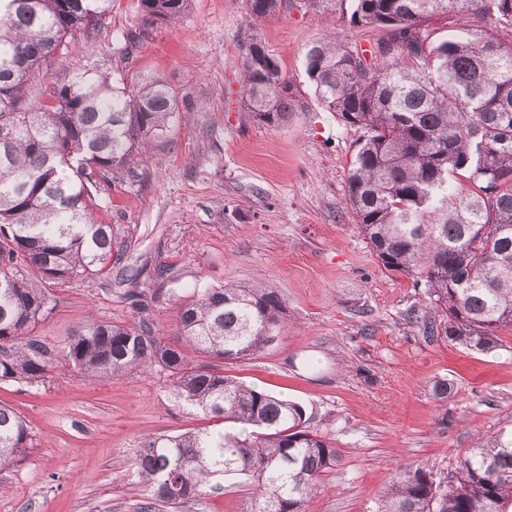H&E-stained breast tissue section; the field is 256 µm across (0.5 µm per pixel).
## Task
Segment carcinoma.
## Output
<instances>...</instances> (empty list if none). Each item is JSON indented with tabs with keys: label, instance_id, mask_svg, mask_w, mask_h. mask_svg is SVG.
I'll list each match as a JSON object with an SVG mask.
<instances>
[{
	"label": "carcinoma",
	"instance_id": "1",
	"mask_svg": "<svg viewBox=\"0 0 512 512\" xmlns=\"http://www.w3.org/2000/svg\"><path fill=\"white\" fill-rule=\"evenodd\" d=\"M149 25L184 14L188 0H137ZM357 27L388 29L392 57L370 68L338 33L312 45L305 71L315 97L360 131L347 192L357 227L382 266L425 279L433 315L426 335L469 351L499 346L512 328V0H338ZM284 0H248L259 18ZM112 0H0V382L44 379L56 353L35 335L48 309L42 283L94 278L112 265V225L93 215L92 189L135 152L166 134L187 96L157 79L129 84L122 70L95 68L27 102V84L79 35L94 40ZM456 27L429 40L423 25ZM146 29L123 36L122 55ZM419 62L415 70L402 59ZM244 105L271 124L293 110L296 91L262 43L244 57ZM278 291L256 284L206 288L178 303L182 342L165 343L143 319L90 318L64 347L88 377L120 380L159 370L173 399L245 435L202 429L142 439L134 465L151 499L178 509L242 476L252 512H304L339 452L313 433L305 408L244 385L187 350L217 360L262 352L285 329ZM25 421L0 404V466L30 445ZM512 504V433L490 437L449 478L424 466L399 471L377 512H507Z\"/></svg>",
	"mask_w": 512,
	"mask_h": 512
}]
</instances>
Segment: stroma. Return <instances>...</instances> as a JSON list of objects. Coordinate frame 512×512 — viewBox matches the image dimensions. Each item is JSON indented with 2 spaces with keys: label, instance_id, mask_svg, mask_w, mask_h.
<instances>
[{
  "label": "stroma",
  "instance_id": "1",
  "mask_svg": "<svg viewBox=\"0 0 512 512\" xmlns=\"http://www.w3.org/2000/svg\"><path fill=\"white\" fill-rule=\"evenodd\" d=\"M144 24L137 0H114L93 42L76 36L32 80L30 103L94 62L111 70L127 30ZM338 32L362 48L384 40L341 6L303 0L259 18L247 0H189L172 24L153 26L123 63L129 83L160 78L189 95L190 112L95 194L112 227V267L100 278L48 286L37 334L55 352L89 316L147 318L177 339L175 306L193 291L262 282L285 300L286 331L225 374L303 405L309 427L333 442L338 466L305 512H375L401 469L450 476L488 435L512 429V329L476 353L426 337L412 310L429 305L423 280L387 272L357 228L347 178L358 137L314 97L307 49ZM262 42L298 90L284 119L265 124L243 107L245 42ZM141 292L136 309L129 290ZM165 374L95 380L64 363L41 381L0 383V404L25 420V457L0 467V512H171L152 503L133 466L143 437L208 427L177 403ZM448 383L436 401L435 381ZM236 484L178 512H250Z\"/></svg>",
  "mask_w": 512,
  "mask_h": 512
}]
</instances>
